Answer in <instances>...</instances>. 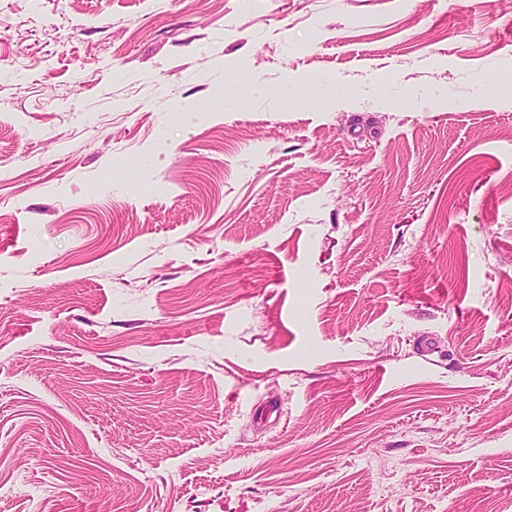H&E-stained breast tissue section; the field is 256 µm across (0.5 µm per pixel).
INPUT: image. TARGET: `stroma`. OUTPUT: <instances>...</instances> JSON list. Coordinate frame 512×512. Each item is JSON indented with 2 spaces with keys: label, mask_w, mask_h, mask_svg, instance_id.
I'll list each match as a JSON object with an SVG mask.
<instances>
[{
  "label": "stroma",
  "mask_w": 512,
  "mask_h": 512,
  "mask_svg": "<svg viewBox=\"0 0 512 512\" xmlns=\"http://www.w3.org/2000/svg\"><path fill=\"white\" fill-rule=\"evenodd\" d=\"M0 512H512V0H0Z\"/></svg>",
  "instance_id": "35a3bbf8"
}]
</instances>
